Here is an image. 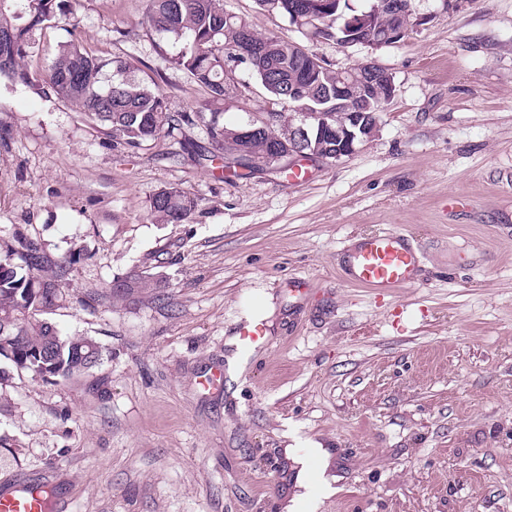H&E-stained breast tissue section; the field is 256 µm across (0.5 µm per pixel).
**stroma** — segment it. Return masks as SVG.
Instances as JSON below:
<instances>
[{"mask_svg": "<svg viewBox=\"0 0 512 512\" xmlns=\"http://www.w3.org/2000/svg\"><path fill=\"white\" fill-rule=\"evenodd\" d=\"M223 3L256 35L299 37L257 0ZM412 5L399 43H314L335 69L375 61L395 94L370 142L309 162L299 185L181 151L207 145L199 124L114 151L71 103L0 84V238L87 251L51 321L105 349L76 381L0 378V488L47 485L57 512H285L295 458L318 444L336 491L317 512H512V0ZM75 32L159 73L171 112L203 111L207 89L159 52L145 0H62L30 65ZM237 73L229 125L271 107ZM171 185L200 197L190 223L150 219ZM395 229L422 249L418 282H347L351 242ZM133 269L166 284L115 300L111 281ZM254 316L268 345L205 385Z\"/></svg>", "mask_w": 512, "mask_h": 512, "instance_id": "stroma-1", "label": "stroma"}]
</instances>
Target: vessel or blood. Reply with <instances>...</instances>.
<instances>
[{"label":"vessel or blood","mask_w":512,"mask_h":512,"mask_svg":"<svg viewBox=\"0 0 512 512\" xmlns=\"http://www.w3.org/2000/svg\"><path fill=\"white\" fill-rule=\"evenodd\" d=\"M419 266L416 248L400 231L363 237L349 253L345 275L349 282L372 289L398 288L414 281ZM38 502L18 493H0V512H40Z\"/></svg>","instance_id":"vessel-or-blood-1"}]
</instances>
